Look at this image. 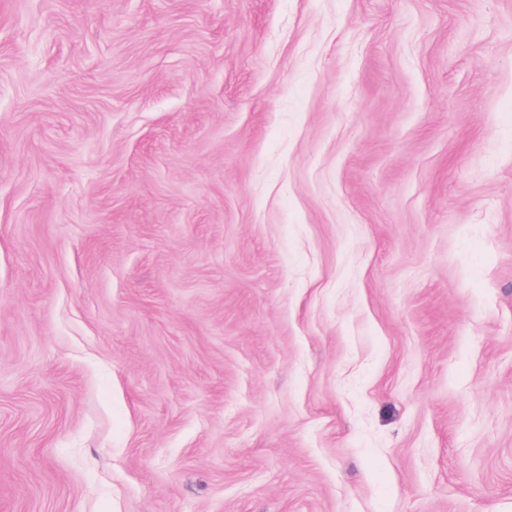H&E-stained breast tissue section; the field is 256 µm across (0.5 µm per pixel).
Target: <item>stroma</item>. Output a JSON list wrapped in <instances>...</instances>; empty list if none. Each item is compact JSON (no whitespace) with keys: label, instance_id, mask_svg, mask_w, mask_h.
<instances>
[{"label":"stroma","instance_id":"obj_1","mask_svg":"<svg viewBox=\"0 0 512 512\" xmlns=\"http://www.w3.org/2000/svg\"><path fill=\"white\" fill-rule=\"evenodd\" d=\"M0 512H512V0H0Z\"/></svg>","mask_w":512,"mask_h":512}]
</instances>
